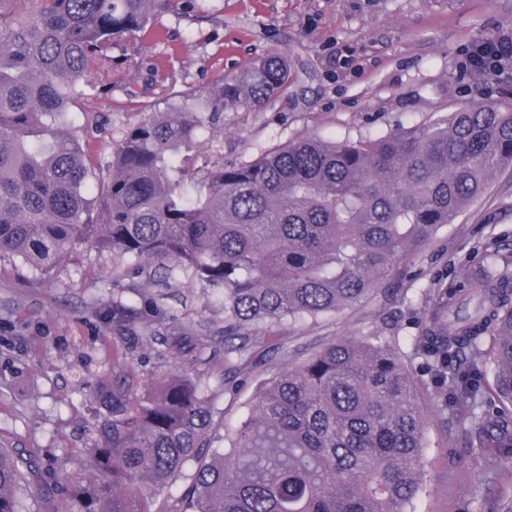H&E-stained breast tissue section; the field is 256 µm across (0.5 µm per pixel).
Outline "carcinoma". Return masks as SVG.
<instances>
[{"label":"carcinoma","mask_w":512,"mask_h":512,"mask_svg":"<svg viewBox=\"0 0 512 512\" xmlns=\"http://www.w3.org/2000/svg\"><path fill=\"white\" fill-rule=\"evenodd\" d=\"M0 0V258L43 274L77 245L167 262L224 295V379L261 366L264 336L287 321L334 313L402 276L440 228L512 167V106L469 104L416 128L360 140L302 138L238 163L195 165L224 113L254 111L288 88L271 53L236 76L179 92L115 141L99 176L64 132L72 87L112 75V51L181 0ZM144 336L207 335L155 296ZM128 305L112 301L125 335ZM490 340L494 394L467 363ZM448 408L477 425L479 447L512 460V254L489 253L467 288L440 281L412 339ZM115 353L112 387L90 393L103 413L78 460L46 462L0 442V512H405L421 488L425 413L418 374L389 346L339 340L261 383L237 425L183 370L138 388ZM224 448H212L215 428Z\"/></svg>","instance_id":"carcinoma-1"}]
</instances>
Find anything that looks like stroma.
I'll return each mask as SVG.
<instances>
[{
	"label": "stroma",
	"instance_id": "35a3bbf8",
	"mask_svg": "<svg viewBox=\"0 0 512 512\" xmlns=\"http://www.w3.org/2000/svg\"><path fill=\"white\" fill-rule=\"evenodd\" d=\"M193 12L157 11L112 66L110 84L89 76L76 87L68 131L89 160L107 169L121 132L144 111L167 112L172 89H203L272 52L287 57L286 90L256 112H228L214 133L225 162L305 137L357 140L416 127L483 100L512 102V64L494 79L463 69L481 38L512 33V0H199ZM512 252V170L455 223L443 226L396 283L336 313L285 326L284 350L247 381L224 380L220 292L183 274L170 282L154 261L75 247L50 274L0 258V442L78 455L93 438L90 390L112 380L115 349H127L138 385L183 367L217 395L224 419L246 417L260 380L341 339L380 340L410 351L438 281L470 278L486 247ZM161 296L180 322L205 323V349L174 353L164 337L116 336L105 319L122 297L143 322V297ZM423 486L407 512H494L512 501V462L489 469L473 447L474 424L424 398Z\"/></svg>",
	"mask_w": 512,
	"mask_h": 512
}]
</instances>
